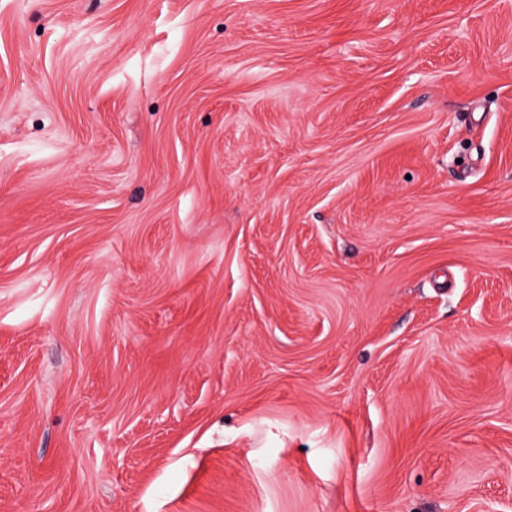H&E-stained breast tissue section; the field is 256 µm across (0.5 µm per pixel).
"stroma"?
I'll return each mask as SVG.
<instances>
[{"label": "stroma", "instance_id": "stroma-1", "mask_svg": "<svg viewBox=\"0 0 512 512\" xmlns=\"http://www.w3.org/2000/svg\"><path fill=\"white\" fill-rule=\"evenodd\" d=\"M0 512H512V0H0Z\"/></svg>", "mask_w": 512, "mask_h": 512}]
</instances>
